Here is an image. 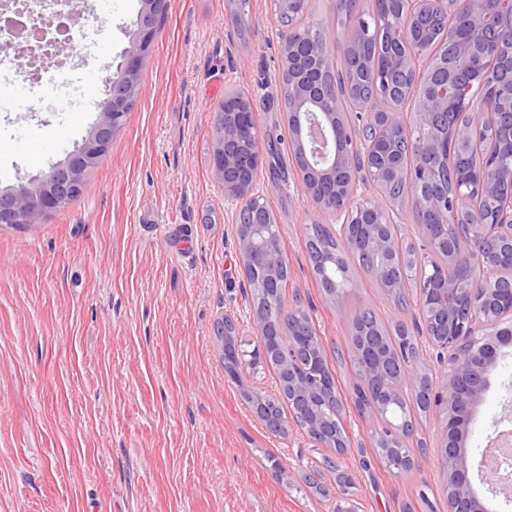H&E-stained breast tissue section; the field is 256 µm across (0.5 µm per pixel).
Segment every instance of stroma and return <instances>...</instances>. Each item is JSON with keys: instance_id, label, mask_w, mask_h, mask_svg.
Returning <instances> with one entry per match:
<instances>
[{"instance_id": "stroma-1", "label": "stroma", "mask_w": 512, "mask_h": 512, "mask_svg": "<svg viewBox=\"0 0 512 512\" xmlns=\"http://www.w3.org/2000/svg\"><path fill=\"white\" fill-rule=\"evenodd\" d=\"M135 106L81 196L40 223L0 225V512H400L426 495L448 512L432 454L394 473L375 457L382 423L350 398L355 375L340 369L351 321L372 310L404 318L367 276L344 302L329 298L308 255L307 225L335 224L300 188L278 102L283 27L273 0H248L232 19L228 0H169ZM140 0H112L101 30L48 61L64 76L75 110L46 96L17 104L0 69V186L26 183L64 159L87 135L105 97L83 72L107 75L128 45ZM258 103L263 146L259 190L288 258V297H300L346 401L348 443L338 471L297 422L275 435L248 394L276 392L266 363L224 372L217 327L236 326L250 352L260 346L238 250V227L212 168V124L226 92ZM467 439L478 459L496 422L512 415V346L489 375ZM319 470V488L302 473Z\"/></svg>"}]
</instances>
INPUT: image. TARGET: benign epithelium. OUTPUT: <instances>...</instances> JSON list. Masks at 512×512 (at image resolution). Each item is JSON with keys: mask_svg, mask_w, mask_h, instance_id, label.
Masks as SVG:
<instances>
[{"mask_svg": "<svg viewBox=\"0 0 512 512\" xmlns=\"http://www.w3.org/2000/svg\"><path fill=\"white\" fill-rule=\"evenodd\" d=\"M399 5L402 24L397 29L408 31L418 19L434 10L453 12L449 0H373V4L384 7L391 2ZM491 0H466L467 8L462 17L471 33V41L457 46V53L473 54L475 39L481 37L489 22ZM165 5L164 0H141L134 27L129 33V46L121 62L105 77L107 98L100 108L99 117L91 126L81 145L63 160L52 165L42 177L27 184L0 187V224H36L54 212L65 201L83 192L88 172L107 155L114 136L125 125L127 113L136 100V91L142 71L151 54L157 29L156 15ZM59 15L55 11L40 14L36 19L40 35L27 42L25 52L30 64L49 56L51 43L44 36L57 25ZM370 22L362 19L343 40V50L355 51L368 35ZM500 33L493 46L489 47L495 57L512 59V26H495ZM320 43H307L303 28H288L283 34L282 71L289 74L288 82L281 83L291 104L288 114L290 140L302 168L300 187L316 204L319 212L343 218V224L352 225L347 240L354 246L373 255L372 268L365 272L381 288L405 276L404 268H395L391 255L395 241L390 229L389 210L375 205V196H358L362 187L385 186L401 178L400 171L388 165L373 174L362 177L354 172L357 144L346 148L341 145L344 130L342 113L336 101L327 97L328 85L322 79L309 76L308 55L318 54ZM417 52L413 59L415 88H426L430 73ZM488 93L477 102L483 115L496 117L497 121H508L512 135V91L499 88L492 71L485 74ZM471 85L459 78H451L449 85L431 91L425 98L424 111L419 113V122L432 124L437 112H446L459 104L458 98H470ZM408 98L390 99V87L383 85L371 98L359 104L363 129L373 127L380 119L390 125L392 140L382 141L375 153L390 157L392 141L412 135L405 109ZM255 103L243 93L226 96L223 101L224 122L213 129V172L224 189V200L238 205L234 220L243 233L238 236L239 253L243 267L260 268L264 272V287L269 292L280 288L282 276L288 272V259L279 241L262 236L261 230L269 223L268 215L258 203L260 195L255 192L259 178V139L254 123ZM483 133V123L475 119L467 125L450 123L432 130V134L421 141L420 165L407 172L406 180L413 182L416 193L407 197L404 205L418 216V224L424 231L425 252L443 251L448 262L455 263L458 255L451 236L448 220L457 219L456 199L448 194V186L436 170L434 161L448 142L467 146ZM485 170L477 185V194L492 203L500 184L512 183V157L501 159L488 156L484 160ZM473 225L476 244L471 255L481 266L491 268L498 263L501 254L494 241L502 233L512 239V211L489 208L486 214L476 217ZM466 284L447 283L431 296L428 312L421 313L425 328L436 327V321L444 322L442 333L427 334L438 357L450 354L448 382L438 388L430 386L427 394L438 421L439 437L435 459L448 488V512H488L484 501L475 493L470 479L465 438L468 434L472 414L489 386V373L496 364L502 346L501 330L497 326L502 319L512 314V306L503 307V298L512 295V289L495 288L489 281L480 280L472 293L491 303L490 310L482 317L472 316L467 304ZM258 335L268 341L288 335V344L279 351L280 378L276 379L277 390L293 389L298 404L307 413L306 436L323 448L338 446L336 432L330 430L321 419V405L335 406L340 398L336 383L324 369L320 355L309 360L310 368L301 362V354L308 343L306 323L294 317L289 320L277 314L255 315ZM489 327L486 332L476 329L477 323ZM404 392V385L395 380L383 381L377 388L379 402L373 409L381 408L388 400ZM478 473L487 489L493 493H509L512 488L504 484L498 469L481 458Z\"/></svg>", "mask_w": 512, "mask_h": 512, "instance_id": "7a95c632", "label": "benign epithelium"}]
</instances>
